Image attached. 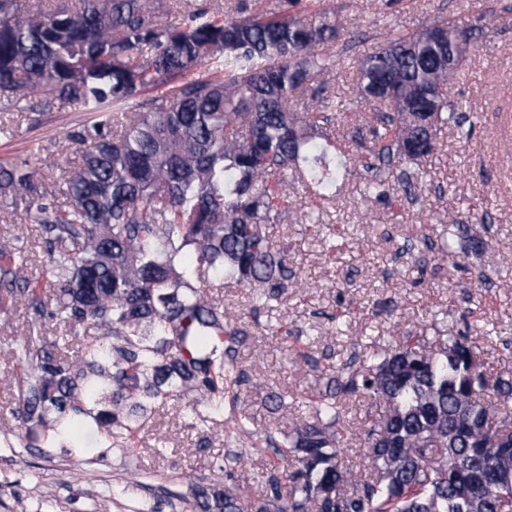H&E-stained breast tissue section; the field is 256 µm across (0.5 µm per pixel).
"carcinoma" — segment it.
Wrapping results in <instances>:
<instances>
[{
  "mask_svg": "<svg viewBox=\"0 0 512 512\" xmlns=\"http://www.w3.org/2000/svg\"><path fill=\"white\" fill-rule=\"evenodd\" d=\"M167 15L163 0L37 10L0 0V97L95 113L67 133L91 149L51 190L44 171L56 160L0 158V195L24 203L38 225L55 285L48 308L39 283L1 250L0 300L83 337L74 360L57 338L28 339L18 353L17 421L43 433L34 449L43 457L62 448L92 463L130 448L148 410L169 397L194 393L212 419L224 417L243 378L249 319L263 309L276 334L291 335L280 301L303 287L269 231L288 203L284 174L298 173L312 206L334 201L347 174L333 115L298 109L336 67V23L312 25L288 9L231 18L200 6L175 25ZM459 30L439 21L397 33L355 62L350 101L377 107L354 115L350 136L371 174L365 196L415 194L426 172L405 166L431 155L443 128L468 121L446 96L470 57L450 56ZM208 65L223 77L178 83ZM173 82L168 99L145 98ZM448 220L455 238L426 237L423 248L451 263L484 253L469 225ZM207 276L252 289L250 311L224 309L201 287ZM353 396L383 407L365 416L369 466L360 474L342 457ZM511 400L512 375L487 370L471 337L429 345L406 335L369 363L331 372L309 417L281 439L265 436L273 458L260 494L224 465L170 497L182 512H512V412L501 411Z\"/></svg>",
  "mask_w": 512,
  "mask_h": 512,
  "instance_id": "carcinoma-1",
  "label": "carcinoma"
}]
</instances>
